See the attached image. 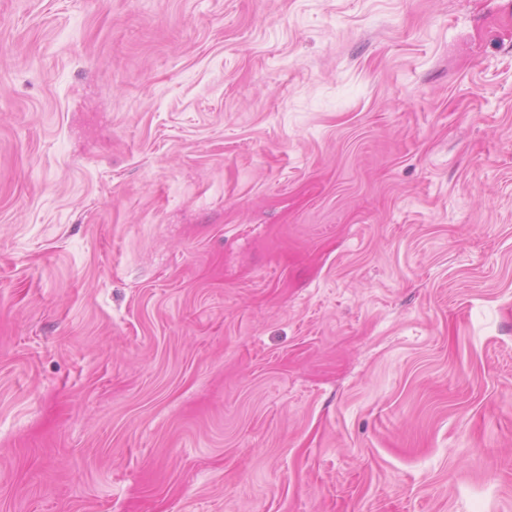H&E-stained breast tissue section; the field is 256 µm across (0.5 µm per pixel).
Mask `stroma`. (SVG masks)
<instances>
[{
	"instance_id": "35a3bbf8",
	"label": "stroma",
	"mask_w": 512,
	"mask_h": 512,
	"mask_svg": "<svg viewBox=\"0 0 512 512\" xmlns=\"http://www.w3.org/2000/svg\"><path fill=\"white\" fill-rule=\"evenodd\" d=\"M0 512H512V0H0Z\"/></svg>"
}]
</instances>
